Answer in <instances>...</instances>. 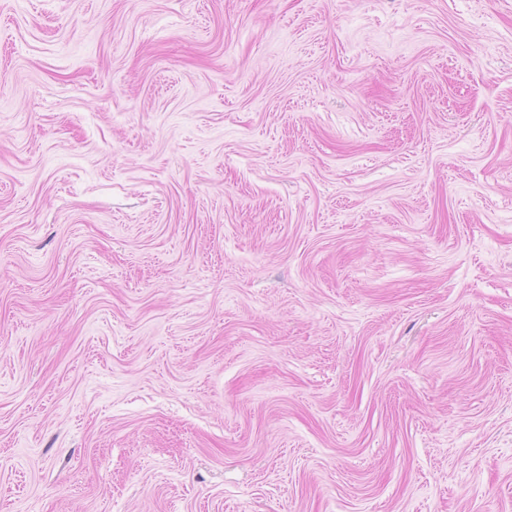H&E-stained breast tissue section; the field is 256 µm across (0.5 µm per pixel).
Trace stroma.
Returning a JSON list of instances; mask_svg holds the SVG:
<instances>
[{"mask_svg": "<svg viewBox=\"0 0 512 512\" xmlns=\"http://www.w3.org/2000/svg\"><path fill=\"white\" fill-rule=\"evenodd\" d=\"M0 512H512V0H0Z\"/></svg>", "mask_w": 512, "mask_h": 512, "instance_id": "obj_1", "label": "stroma"}]
</instances>
